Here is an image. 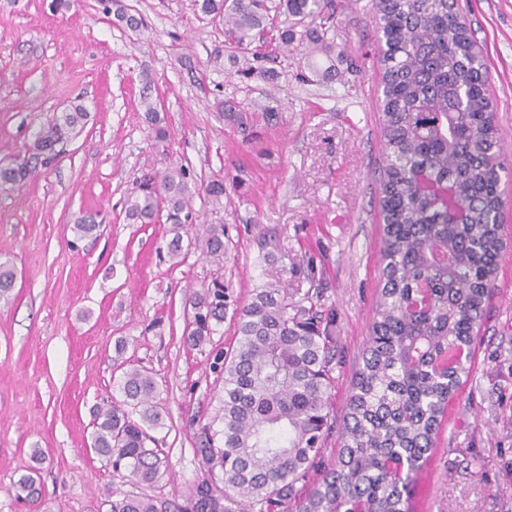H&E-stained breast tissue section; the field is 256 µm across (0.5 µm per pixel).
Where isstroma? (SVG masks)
<instances>
[{
  "label": "stroma",
  "instance_id": "1",
  "mask_svg": "<svg viewBox=\"0 0 512 512\" xmlns=\"http://www.w3.org/2000/svg\"><path fill=\"white\" fill-rule=\"evenodd\" d=\"M0 0V164L28 177L0 186V263L16 271L0 296V512H110L107 493L160 500L200 478L194 453L221 385L208 350L183 332L194 291L215 268L194 235L174 262L170 225L134 224L125 203L137 181L185 165L196 224L224 227V286L231 309L213 337L234 342L233 309L268 280L321 291L336 342L333 395L344 417L384 285L379 206L385 150L381 45L373 0H334L336 29L312 27L288 49L271 34L251 45L256 71L226 60L224 26L193 0H121L143 28L118 26L101 0ZM480 49L504 147L511 202L508 248L484 307L468 377L448 404L413 512H512V0H455ZM170 137L153 138L142 88ZM231 100L241 120L217 109ZM87 120L32 154L36 132L73 105ZM224 183L209 204L199 187ZM94 216L96 236L71 224ZM275 235L265 261L261 233ZM147 369L158 384L165 461L153 484L134 486L90 447L91 412L118 397L113 361ZM33 475L37 503L15 501Z\"/></svg>",
  "mask_w": 512,
  "mask_h": 512
}]
</instances>
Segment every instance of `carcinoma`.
<instances>
[{"mask_svg": "<svg viewBox=\"0 0 512 512\" xmlns=\"http://www.w3.org/2000/svg\"><path fill=\"white\" fill-rule=\"evenodd\" d=\"M224 24L229 43L245 50L280 16L324 22V0H195ZM115 20L136 30L143 19L113 0ZM384 41L386 154L394 164L381 183L384 287L368 346L347 399L342 446L322 466L336 426L331 388L336 344L319 292L267 282L251 290L236 317L235 340L214 353L222 382L213 420L200 427L195 455L202 479L173 500L125 494L111 512H410L417 475L427 464L448 402L494 288L502 257L500 136L487 93L486 64L452 0H375ZM154 138L164 141L149 94L142 96ZM87 117L80 106L42 127L33 143L54 152ZM24 164L0 167L16 184ZM193 193L183 165L145 179L127 199V218L152 224L165 211L174 230L193 220ZM99 229L92 219L70 225L78 239ZM224 225L204 229L203 253L224 268ZM227 295L217 276L194 293L186 343H212L224 323ZM123 403L94 412L92 443L116 472L137 485L160 475L164 427L157 385L131 367L118 380ZM39 497L24 476L16 498Z\"/></svg>", "mask_w": 512, "mask_h": 512, "instance_id": "obj_1", "label": "carcinoma"}]
</instances>
